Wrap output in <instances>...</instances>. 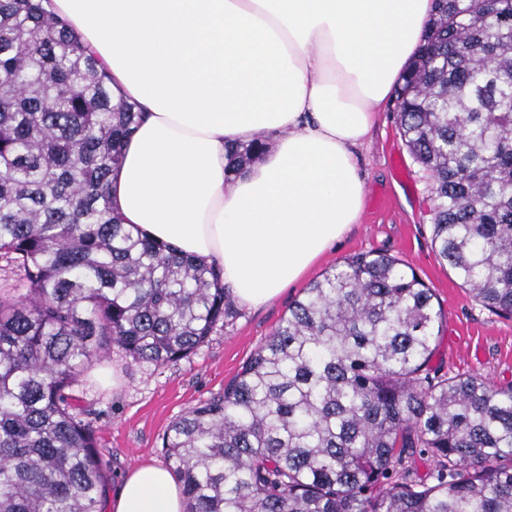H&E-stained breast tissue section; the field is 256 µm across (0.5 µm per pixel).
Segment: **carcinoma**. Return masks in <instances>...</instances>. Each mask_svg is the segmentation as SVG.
Returning <instances> with one entry per match:
<instances>
[{"instance_id":"cac0c4a2","label":"carcinoma","mask_w":512,"mask_h":512,"mask_svg":"<svg viewBox=\"0 0 512 512\" xmlns=\"http://www.w3.org/2000/svg\"><path fill=\"white\" fill-rule=\"evenodd\" d=\"M439 0L396 91L430 180L432 245L512 318V0ZM44 0H0V512H102L107 474L73 413L81 372L117 346L158 366L233 314L216 263L122 224L109 179L135 131L94 56ZM468 44L462 55L454 47ZM228 147L235 174L263 150ZM382 252L296 299L224 394L162 436L187 512H512V384L431 374L443 311ZM429 455L435 470L413 477Z\"/></svg>"}]
</instances>
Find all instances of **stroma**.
Returning <instances> with one entry per match:
<instances>
[{
    "instance_id": "stroma-1",
    "label": "stroma",
    "mask_w": 512,
    "mask_h": 512,
    "mask_svg": "<svg viewBox=\"0 0 512 512\" xmlns=\"http://www.w3.org/2000/svg\"><path fill=\"white\" fill-rule=\"evenodd\" d=\"M357 156L366 195L360 222L310 272V279L357 253L384 251L399 258L433 288L445 312L432 367L451 376L475 374L498 385L512 383V320L481 307L437 260L427 182L401 141L394 102L378 109ZM303 291L300 285L288 288L258 309L237 306L233 318L177 362L139 364L114 348L85 370L71 390L74 411L97 438L109 494L117 493L138 464L166 465L161 438L171 422L223 393ZM111 373L116 383L106 382Z\"/></svg>"
}]
</instances>
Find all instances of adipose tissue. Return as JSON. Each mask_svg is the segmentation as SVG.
Wrapping results in <instances>:
<instances>
[{
	"label": "adipose tissue",
	"mask_w": 512,
	"mask_h": 512,
	"mask_svg": "<svg viewBox=\"0 0 512 512\" xmlns=\"http://www.w3.org/2000/svg\"><path fill=\"white\" fill-rule=\"evenodd\" d=\"M143 117L111 175L123 223L216 261L258 308L358 224L356 149L435 0H48ZM274 146L237 175L225 148ZM111 512H186L171 471L129 472Z\"/></svg>",
	"instance_id": "1"
}]
</instances>
